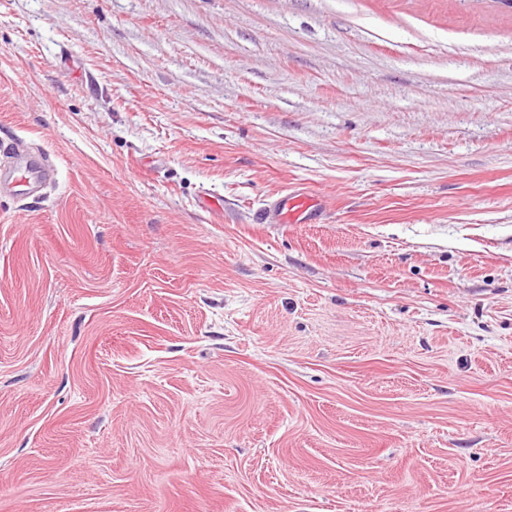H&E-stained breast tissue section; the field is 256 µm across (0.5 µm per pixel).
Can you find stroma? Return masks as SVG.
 <instances>
[{
    "label": "stroma",
    "instance_id": "1",
    "mask_svg": "<svg viewBox=\"0 0 512 512\" xmlns=\"http://www.w3.org/2000/svg\"><path fill=\"white\" fill-rule=\"evenodd\" d=\"M20 140L0 512H512V0H0ZM2 173L11 194L24 198L41 187L50 171L33 157L17 153L11 147L3 151ZM318 216L320 211L315 200L290 193L266 204L257 219L259 224H308Z\"/></svg>",
    "mask_w": 512,
    "mask_h": 512
}]
</instances>
